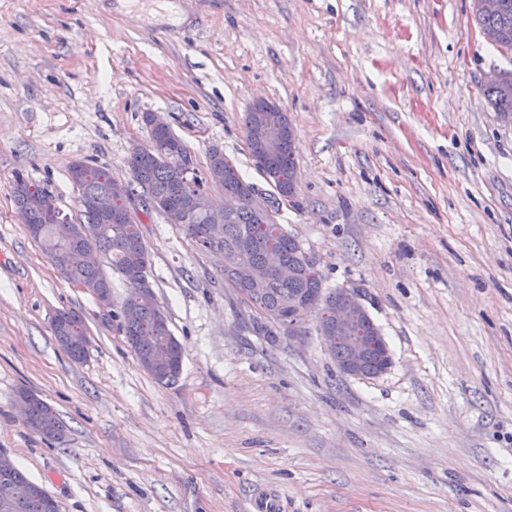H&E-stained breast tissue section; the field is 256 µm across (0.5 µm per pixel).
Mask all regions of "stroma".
<instances>
[{
  "mask_svg": "<svg viewBox=\"0 0 512 512\" xmlns=\"http://www.w3.org/2000/svg\"><path fill=\"white\" fill-rule=\"evenodd\" d=\"M0 0V448L60 512H512V123L487 105L512 54L471 0ZM288 115L296 193L278 223L328 289L358 288L392 363L342 373L314 317L276 341L224 284L220 256L140 215L148 281L184 350L175 385L140 367L112 305L66 281L13 198L16 174L78 214L73 162L128 181L142 116L166 120L197 168L219 147L255 167L242 117ZM82 312L89 352L57 343ZM27 389L55 441L23 422ZM52 330L72 361L81 363L86 359L87 352L81 343L87 332L84 318L79 312L71 309L58 311L52 321ZM17 400L20 403H27L29 410L28 418L25 419L26 413L24 404L21 406V413L23 419H25V424L34 432L56 441H60L65 437L64 426L54 409L36 394L29 390L22 389L17 394Z\"/></svg>",
  "mask_w": 512,
  "mask_h": 512,
  "instance_id": "obj_1",
  "label": "stroma"
}]
</instances>
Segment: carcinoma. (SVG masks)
I'll return each instance as SVG.
<instances>
[{
    "label": "carcinoma",
    "mask_w": 512,
    "mask_h": 512,
    "mask_svg": "<svg viewBox=\"0 0 512 512\" xmlns=\"http://www.w3.org/2000/svg\"><path fill=\"white\" fill-rule=\"evenodd\" d=\"M502 11L484 13L472 7L480 32L491 39V45L502 51H512V0H501ZM502 82L485 86V96L504 122L512 121V69L504 70ZM247 139L255 146L251 156L257 169L273 171L281 178L280 192L292 197L296 187L294 135L287 113L274 107L252 106L244 117ZM189 157L185 144L175 146L171 138L150 130L148 146L130 153L127 167L130 179L120 183L103 166L84 165L83 191L88 195L112 194V207L118 213L126 211L128 202H138L142 210L165 213L173 206L192 211L190 223L181 228L206 251L224 253V282L242 296L254 310L253 327L262 335L273 338L288 331V324L299 318L292 304L311 301L324 321L331 319L338 303H347L360 296L356 288L328 291L318 267L310 263L308 252L283 225L260 220L258 208L246 181L238 168L224 169L228 159L216 147L209 150L205 171L192 167L179 169L181 157ZM224 188V194L242 197L243 203L224 223L212 224L198 209L196 200L206 192L208 183ZM45 186L31 184L21 174L16 175L14 200L21 208L27 229L38 228V240L60 274L69 282H81L98 301H112V285L102 265L84 263V253L93 248L108 259L128 285L121 308L135 307L131 316L120 323L122 333L132 348L139 365L156 383L170 386L181 374L183 351L168 328L166 319L156 304H134L137 288L134 279L148 283L149 255L140 225L130 218L119 224L112 218L87 209H79L77 219L57 220L50 214L49 195ZM292 269V275L280 276L268 262L271 250ZM52 330L57 342L72 361L81 363L87 352L82 341L87 336L83 316L75 310H61L54 316ZM391 359L372 351L362 367V376L371 378ZM17 400L28 405L25 424L46 438L60 441L65 437L64 426L54 409L33 392L22 389ZM11 484L16 504L9 512H59L57 502L51 503L33 494L37 483L18 468L0 471V484Z\"/></svg>",
    "instance_id": "1"
}]
</instances>
